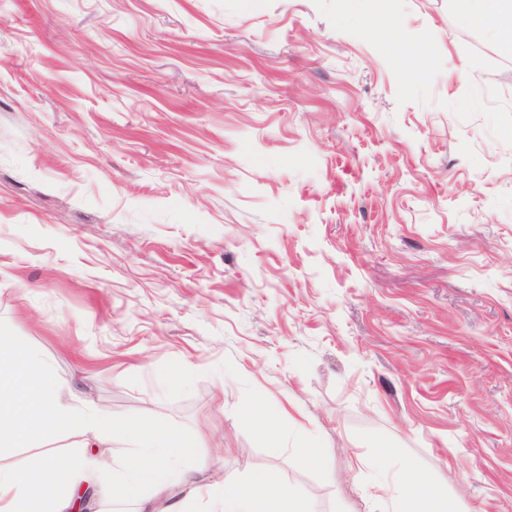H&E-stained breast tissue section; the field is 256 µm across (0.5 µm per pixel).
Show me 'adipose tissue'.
Returning <instances> with one entry per match:
<instances>
[{
    "mask_svg": "<svg viewBox=\"0 0 512 512\" xmlns=\"http://www.w3.org/2000/svg\"><path fill=\"white\" fill-rule=\"evenodd\" d=\"M473 24L493 28L504 50L512 49V0H457ZM75 429L91 435L90 453L49 454L42 443L52 434ZM130 450L116 456L113 441ZM27 449L18 466L0 461V512H71L79 488L95 487L102 506L114 512H167L164 502L173 482L185 489L177 512H307L302 497L278 468L253 471L247 478L220 482L204 477L196 444L164 422L115 418L64 387L33 349L0 343V449ZM110 456L111 471L96 459ZM376 497L391 512H447L445 491L417 477L412 467L382 456Z\"/></svg>",
    "mask_w": 512,
    "mask_h": 512,
    "instance_id": "1",
    "label": "adipose tissue"
}]
</instances>
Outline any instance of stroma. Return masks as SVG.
Returning a JSON list of instances; mask_svg holds the SVG:
<instances>
[{
  "label": "stroma",
  "instance_id": "obj_1",
  "mask_svg": "<svg viewBox=\"0 0 512 512\" xmlns=\"http://www.w3.org/2000/svg\"><path fill=\"white\" fill-rule=\"evenodd\" d=\"M1 340L209 481L383 512L386 450L512 512V55L456 0H0ZM286 412V409L282 406L272 408L267 397L259 392L251 398L242 414L253 423L260 434H265L268 431L271 419L276 414H286ZM289 454L293 459L309 462L322 461V447L317 438L310 434L300 433L289 448Z\"/></svg>",
  "mask_w": 512,
  "mask_h": 512
}]
</instances>
